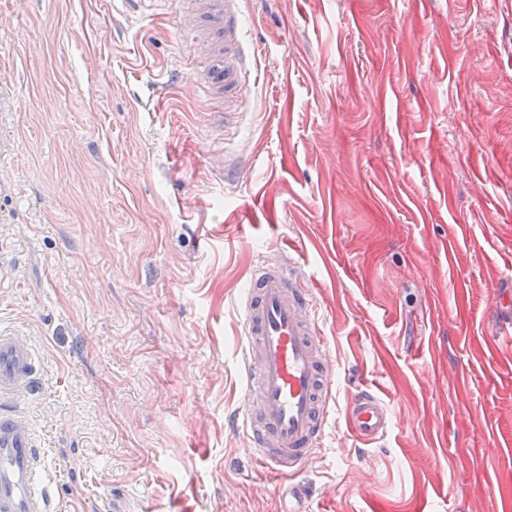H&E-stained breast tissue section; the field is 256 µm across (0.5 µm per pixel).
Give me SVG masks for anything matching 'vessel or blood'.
I'll list each match as a JSON object with an SVG mask.
<instances>
[{
	"label": "vessel or blood",
	"mask_w": 512,
	"mask_h": 512,
	"mask_svg": "<svg viewBox=\"0 0 512 512\" xmlns=\"http://www.w3.org/2000/svg\"><path fill=\"white\" fill-rule=\"evenodd\" d=\"M179 18L204 70L193 79L202 97L241 92L253 56L238 34L241 0H188ZM247 405L236 418L257 470L296 473L320 448L332 393V364L318 332L319 311L292 257L259 260L240 303ZM40 361L29 337L0 329V512H49L46 466L25 410ZM351 428L383 439L387 407L359 393L347 409Z\"/></svg>",
	"instance_id": "obj_1"
}]
</instances>
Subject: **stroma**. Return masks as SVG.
Returning <instances> with one entry per match:
<instances>
[{"mask_svg": "<svg viewBox=\"0 0 512 512\" xmlns=\"http://www.w3.org/2000/svg\"><path fill=\"white\" fill-rule=\"evenodd\" d=\"M241 39L231 112L179 83L176 9L0 0V328L41 361L53 512H512V0H244ZM278 248L334 368L286 486L233 425ZM351 428L366 440L383 439L390 426L387 407L369 392L359 393L347 409Z\"/></svg>", "mask_w": 512, "mask_h": 512, "instance_id": "stroma-1", "label": "stroma"}]
</instances>
